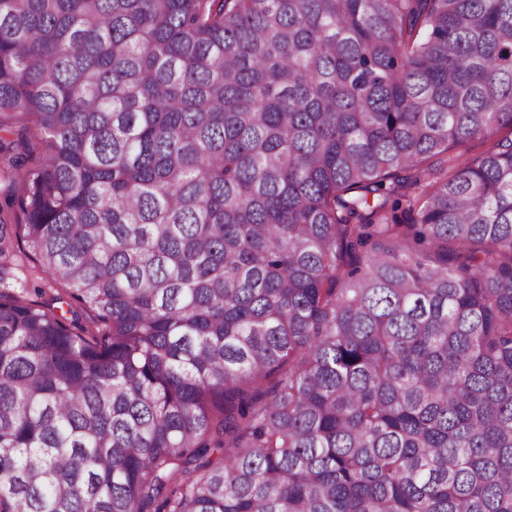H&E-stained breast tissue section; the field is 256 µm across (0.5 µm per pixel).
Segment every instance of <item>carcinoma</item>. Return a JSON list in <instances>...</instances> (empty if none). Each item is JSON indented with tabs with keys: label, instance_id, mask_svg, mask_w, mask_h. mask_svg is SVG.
<instances>
[{
	"label": "carcinoma",
	"instance_id": "cac0c4a2",
	"mask_svg": "<svg viewBox=\"0 0 512 512\" xmlns=\"http://www.w3.org/2000/svg\"><path fill=\"white\" fill-rule=\"evenodd\" d=\"M2 177L0 512H512V0H0ZM16 257L0 273V290L9 293L24 294L29 299L50 303L51 309L59 316L64 315L68 321L75 318L66 303L52 301L61 292V287L54 284L50 277L38 271V264L31 257L25 256L15 244Z\"/></svg>",
	"mask_w": 512,
	"mask_h": 512
}]
</instances>
